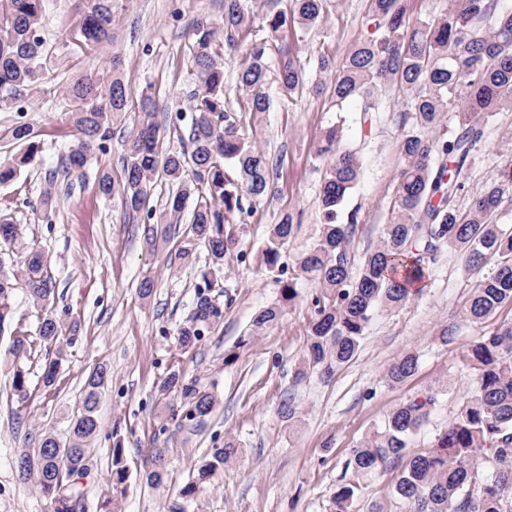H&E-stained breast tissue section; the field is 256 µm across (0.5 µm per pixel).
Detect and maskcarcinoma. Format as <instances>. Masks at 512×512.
<instances>
[{"label": "carcinoma", "mask_w": 512, "mask_h": 512, "mask_svg": "<svg viewBox=\"0 0 512 512\" xmlns=\"http://www.w3.org/2000/svg\"><path fill=\"white\" fill-rule=\"evenodd\" d=\"M44 0H0V92L16 95L22 87L46 80L45 53L40 30ZM249 0H224V13L196 20L191 29L192 65L197 89L190 106L187 136L174 128L180 148H163L165 133L151 121L163 104L149 90L137 99L142 121L128 140L122 173L116 179L103 170L95 187L103 198H117L127 214L142 212L149 201L150 183L158 177L173 187L164 208L148 212V218L164 225L162 234H179L177 224L187 204H193L190 225L184 230L176 255L193 257L197 246L205 248L209 268L196 286L191 316L177 331V343L187 352L223 322V310L212 296L220 287L219 273L226 255L237 252L235 234L225 225L251 216L257 204L275 194L264 153L249 137L247 116L271 107L270 74H275L283 99L311 88L322 93L324 76L331 84L336 106L349 99L362 101V111L379 112L382 89L397 87L409 95L407 111L412 127L399 142L404 166L398 176L394 215L383 225L380 245L368 251L358 269L350 241L358 223L357 213L339 220L346 195L360 175L359 159L351 150L338 148V130L326 129L316 156L328 159L320 189L324 222L313 246L297 257L298 271L317 283L320 293L312 301L313 318L305 354L295 367L299 382L309 373L329 377L357 353L374 312L399 308L419 292L417 285L438 261L443 248L456 250L476 270L494 262L493 271L481 278L466 303V315L474 323L493 317L512 305V232L494 223L504 196L512 188V164L499 169L468 209L457 199L465 189L464 174L485 133L487 114L512 106V11L500 10L499 0H450L448 13L440 17L406 20L408 0H369L366 33L341 60L321 54L317 75L306 73L298 55L280 54L270 70L272 52L279 49V33L291 19L303 31L319 25L328 0H292V16L267 15L261 25L264 36L251 41L247 61L237 73L243 92L238 109L225 105L224 48H234L254 23ZM82 53L96 52L114 42L112 0H86L76 27L66 33ZM73 105L74 146L64 155L66 176L85 175L92 156L105 148L114 119L128 112L132 92L120 73V58L112 56L107 75L90 74L64 86ZM11 137L24 152L9 163H0V184L19 178L36 155L40 134L27 123L11 129ZM295 233L294 218L283 215L271 225L268 243L256 255L259 265L281 275L280 299L262 309L252 321L251 335L276 326L286 306L298 297L294 278L282 279V250ZM44 256L32 249L20 261L13 276H0V332L9 329L14 358L56 346L55 358L43 365L44 390L56 382L66 341L61 324L50 314L30 329L14 319L5 303L15 287L22 288L36 305L45 307L54 292L43 273ZM462 362L477 384L464 397L452 423L424 453L410 452V441L427 421L439 397L452 388L443 377L420 395L398 405L359 446L351 449L348 466L354 479L336 486L331 497L333 512H353L361 481L396 463L399 477L393 496L408 502L411 512H512V323L477 337L463 352ZM419 356L403 354L387 369L389 384L398 385L413 376ZM109 378L106 365L89 373L81 406L68 423L67 435L51 430L40 433L39 454L14 457L20 479L32 480L37 491L54 505V512H78L82 489L78 479L87 474V459L100 429L98 406ZM12 386L28 397L27 373L16 367ZM161 395L181 392L189 399L185 419L199 422L209 416L215 396L184 383L180 370L169 372L159 386ZM236 439L211 448L195 465L179 489L185 504L212 483L240 454ZM108 472L112 496L104 506H117L126 496L129 470L125 448L113 441ZM170 471L165 451L156 449L146 460L141 481L158 487Z\"/></svg>", "instance_id": "carcinoma-1"}]
</instances>
